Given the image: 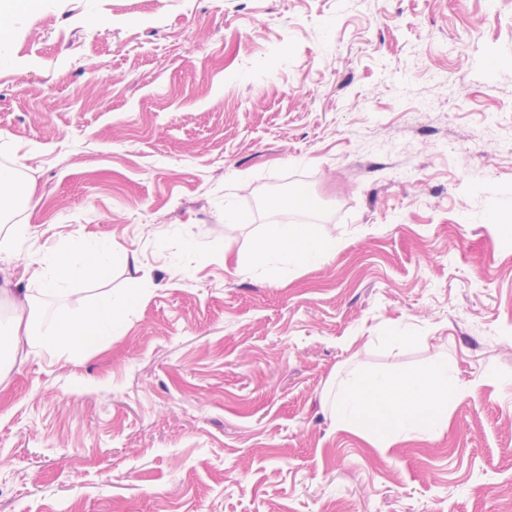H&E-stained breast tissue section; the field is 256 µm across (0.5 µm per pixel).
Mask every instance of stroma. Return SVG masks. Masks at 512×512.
I'll return each instance as SVG.
<instances>
[{
    "instance_id": "1",
    "label": "stroma",
    "mask_w": 512,
    "mask_h": 512,
    "mask_svg": "<svg viewBox=\"0 0 512 512\" xmlns=\"http://www.w3.org/2000/svg\"><path fill=\"white\" fill-rule=\"evenodd\" d=\"M8 24L0 164L29 231L0 250V325L14 288L140 301L0 376V512H500L512 0H19ZM268 224L335 250L258 262ZM88 238L127 261L61 296L31 280ZM438 355L482 381L444 434L383 454L334 430L336 372Z\"/></svg>"
}]
</instances>
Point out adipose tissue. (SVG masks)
Returning <instances> with one entry per match:
<instances>
[{"mask_svg":"<svg viewBox=\"0 0 512 512\" xmlns=\"http://www.w3.org/2000/svg\"><path fill=\"white\" fill-rule=\"evenodd\" d=\"M26 205V198L19 193L17 169L1 165L0 223L11 224L13 237L27 233V225L15 220ZM328 250V243L310 235L304 225L271 224L258 258L285 266H314L327 257ZM116 251L111 242L85 240L38 259L34 275L47 279L51 293L61 295L72 281L103 279ZM137 302L131 295H112L78 312L58 315L42 330L33 317L36 305L32 296L26 289H16L11 329L0 336V370L27 360L25 344L42 333L59 356L99 343L121 328ZM477 388L474 382L459 388L456 368L444 359L430 362L424 372L411 377H396L382 370L353 375L335 394L333 426L341 432L361 434L372 448L384 453L401 442L428 441L441 435L448 428L449 399L475 394Z\"/></svg>","mask_w":512,"mask_h":512,"instance_id":"obj_1","label":"adipose tissue"}]
</instances>
